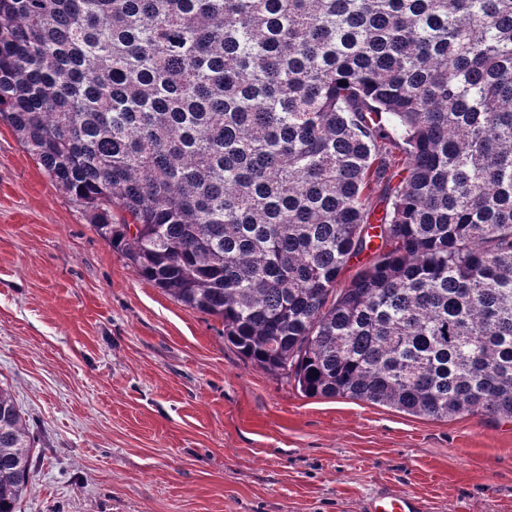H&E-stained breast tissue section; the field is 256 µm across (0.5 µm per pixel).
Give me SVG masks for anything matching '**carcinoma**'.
Wrapping results in <instances>:
<instances>
[{"instance_id":"carcinoma-1","label":"carcinoma","mask_w":512,"mask_h":512,"mask_svg":"<svg viewBox=\"0 0 512 512\" xmlns=\"http://www.w3.org/2000/svg\"><path fill=\"white\" fill-rule=\"evenodd\" d=\"M0 120L302 394L512 419V0H0ZM35 448L0 383V512Z\"/></svg>"}]
</instances>
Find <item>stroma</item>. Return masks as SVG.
Returning a JSON list of instances; mask_svg holds the SVG:
<instances>
[{
    "mask_svg": "<svg viewBox=\"0 0 512 512\" xmlns=\"http://www.w3.org/2000/svg\"><path fill=\"white\" fill-rule=\"evenodd\" d=\"M0 382L37 438L21 512H512V420L304 396L139 277L0 122ZM368 512H423V504L412 494H384L373 498L368 506Z\"/></svg>",
    "mask_w": 512,
    "mask_h": 512,
    "instance_id": "1",
    "label": "stroma"
}]
</instances>
